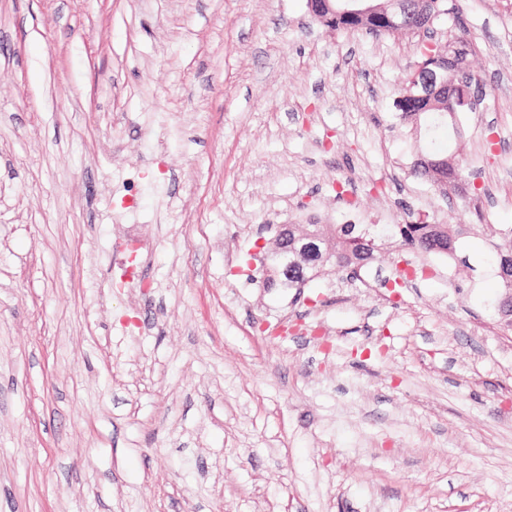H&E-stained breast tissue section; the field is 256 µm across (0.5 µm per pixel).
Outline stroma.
<instances>
[{"mask_svg": "<svg viewBox=\"0 0 512 512\" xmlns=\"http://www.w3.org/2000/svg\"><path fill=\"white\" fill-rule=\"evenodd\" d=\"M457 3L376 36L307 0H0V512H512L483 240L476 278L412 253L396 289L392 254L289 290L256 259L281 224H512V0ZM429 42L487 94L419 137ZM423 3L420 4L422 8L427 13V20L430 22V28L434 24V22L438 19H440L443 16H446L450 13L456 14L457 22L459 23V26L464 27L463 20L461 19L458 14L460 13L459 8L456 6L454 0L447 1V0H422ZM448 2L451 3V5L448 7ZM429 28V29H430ZM427 29V31L429 30Z\"/></svg>", "mask_w": 512, "mask_h": 512, "instance_id": "35a3bbf8", "label": "stroma"}]
</instances>
